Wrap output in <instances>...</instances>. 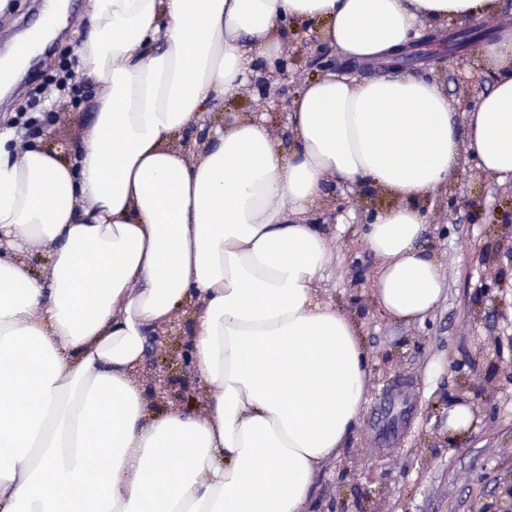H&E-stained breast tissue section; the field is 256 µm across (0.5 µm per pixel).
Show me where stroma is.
<instances>
[{"label": "stroma", "instance_id": "obj_1", "mask_svg": "<svg viewBox=\"0 0 512 512\" xmlns=\"http://www.w3.org/2000/svg\"><path fill=\"white\" fill-rule=\"evenodd\" d=\"M53 0H8L0 12V57L23 38ZM66 21L39 53L34 80L18 76L0 97V127L12 128L18 146L54 147L63 157L80 149L93 116L95 84L78 105L43 88L62 64L76 58L88 31L87 0H65ZM315 26L294 25L287 52L301 57L263 98L257 85L232 89L205 113L190 139L208 141L232 112L265 114L282 150L292 133L286 108L320 70L323 54L345 66L329 41L313 42ZM415 75L435 81L458 116H465L491 85L473 48H448L440 65L410 62ZM38 117L26 134L23 115ZM316 213L329 243L321 297L353 318L364 340L370 375L368 400L347 445L316 479L307 512H512V184L498 182L463 158L448 188L423 198L426 225L420 243L438 256L445 299L421 323L383 316L372 294L378 266L361 227L391 199L367 183L336 186ZM180 372L178 344L147 346L139 376L150 393ZM464 401L476 412L474 429L448 441V407Z\"/></svg>", "mask_w": 512, "mask_h": 512}]
</instances>
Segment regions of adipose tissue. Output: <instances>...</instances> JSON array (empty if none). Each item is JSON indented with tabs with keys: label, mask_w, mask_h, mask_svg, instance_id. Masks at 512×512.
I'll return each mask as SVG.
<instances>
[{
	"label": "adipose tissue",
	"mask_w": 512,
	"mask_h": 512,
	"mask_svg": "<svg viewBox=\"0 0 512 512\" xmlns=\"http://www.w3.org/2000/svg\"><path fill=\"white\" fill-rule=\"evenodd\" d=\"M498 0H89L76 49L97 86L74 161L14 158L0 133V512H304L367 400L355 323L318 298L313 212L336 181L393 198L363 238L388 316L424 320L446 292L417 202L463 154L512 178V28L475 53L495 75L458 126L432 81L398 67L448 19ZM324 27L385 75L312 80L283 152L263 119L228 118L187 164L185 134L289 24ZM48 249L45 281L24 258ZM195 303L190 355L209 399L156 401L137 375L150 334Z\"/></svg>",
	"instance_id": "obj_1"
}]
</instances>
